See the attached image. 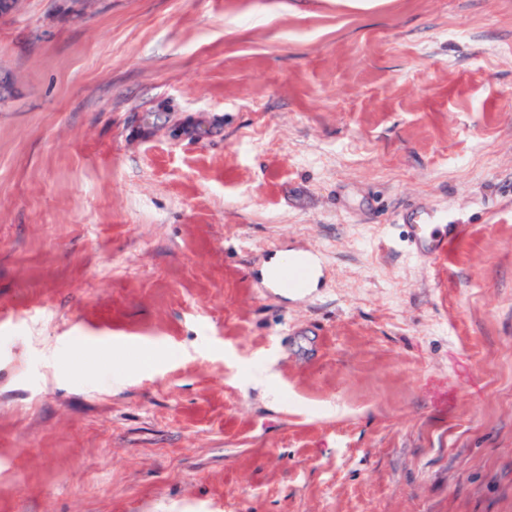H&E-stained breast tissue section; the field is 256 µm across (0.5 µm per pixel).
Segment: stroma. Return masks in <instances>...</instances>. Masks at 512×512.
<instances>
[{"label":"stroma","instance_id":"1","mask_svg":"<svg viewBox=\"0 0 512 512\" xmlns=\"http://www.w3.org/2000/svg\"><path fill=\"white\" fill-rule=\"evenodd\" d=\"M0 512H512V0L0 14ZM418 223L420 224H417L419 232L415 235L416 240L427 247L428 253L434 259L443 257L448 252V244L461 233L457 224H434L433 216L429 215L423 220L420 217ZM439 226L445 228L443 234H438Z\"/></svg>","mask_w":512,"mask_h":512}]
</instances>
